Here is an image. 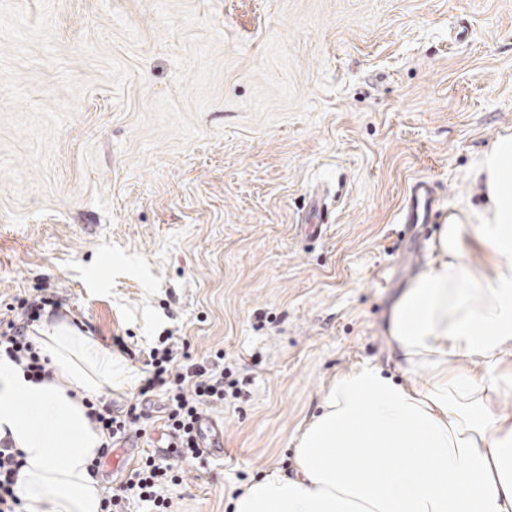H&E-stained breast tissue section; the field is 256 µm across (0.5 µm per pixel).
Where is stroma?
<instances>
[{"label": "stroma", "instance_id": "obj_1", "mask_svg": "<svg viewBox=\"0 0 512 512\" xmlns=\"http://www.w3.org/2000/svg\"><path fill=\"white\" fill-rule=\"evenodd\" d=\"M512 130V0H0V313L43 293L132 374L223 349L224 456L174 512L291 471ZM435 182L424 224L402 221ZM436 201V192L431 184L427 180L416 181L409 196L406 219L409 222H417L420 213L425 218L433 210Z\"/></svg>", "mask_w": 512, "mask_h": 512}]
</instances>
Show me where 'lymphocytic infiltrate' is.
<instances>
[{"label": "lymphocytic infiltrate", "mask_w": 512, "mask_h": 512, "mask_svg": "<svg viewBox=\"0 0 512 512\" xmlns=\"http://www.w3.org/2000/svg\"><path fill=\"white\" fill-rule=\"evenodd\" d=\"M47 303V298L41 295L21 299L20 319L7 320L6 331L0 333V349L23 364L37 381L48 378L49 372L30 341L27 329L39 320ZM180 349L179 338L172 335L164 336L157 346L151 347L146 360L148 376L138 390L140 399L150 393L161 397L166 413L165 426L172 437V458L163 461L151 455L142 457L137 466L106 493L103 512H129L135 502L146 504L149 512H170L167 490L182 483V463L202 457L198 443L200 422L210 410L224 404L228 378L224 353L214 352L212 360L207 362L183 364L178 358ZM140 399L129 404L121 414L114 413L108 404L90 411V418L108 438L103 453H111L119 441L130 436L145 435L147 415ZM21 467L18 452L5 446L0 448V512H24L17 494Z\"/></svg>", "instance_id": "obj_1"}]
</instances>
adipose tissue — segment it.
<instances>
[{"label": "adipose tissue", "instance_id": "ef3b65f1", "mask_svg": "<svg viewBox=\"0 0 512 512\" xmlns=\"http://www.w3.org/2000/svg\"><path fill=\"white\" fill-rule=\"evenodd\" d=\"M474 179L479 204L449 213L434 256L388 315L391 353L407 376L371 364L335 376L296 438L293 472L274 470L228 500L230 512H512V133ZM488 257L465 260L466 241ZM32 340L50 361L34 382L0 353V441L23 455L27 512H101L88 471L106 436L87 404L130 381L120 358L69 319ZM472 362L460 372L453 362Z\"/></svg>", "mask_w": 512, "mask_h": 512}]
</instances>
